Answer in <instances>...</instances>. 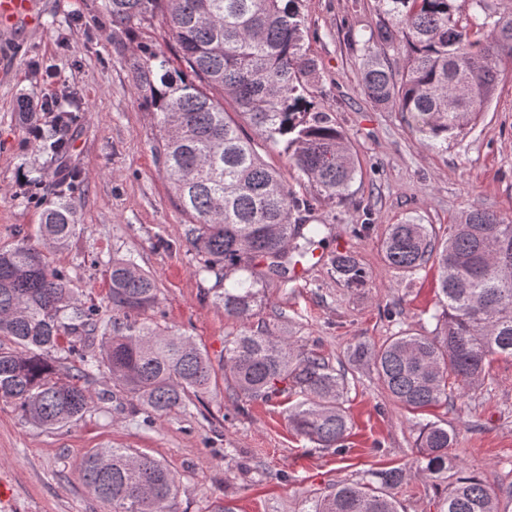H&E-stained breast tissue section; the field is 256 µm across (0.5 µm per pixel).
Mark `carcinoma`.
Here are the masks:
<instances>
[{"label":"carcinoma","instance_id":"1","mask_svg":"<svg viewBox=\"0 0 512 512\" xmlns=\"http://www.w3.org/2000/svg\"><path fill=\"white\" fill-rule=\"evenodd\" d=\"M457 0H379L385 19L351 43L366 61L362 89L376 106L408 114L430 142H446L475 120L494 95L495 58L512 53V12L498 18L489 0H469L465 26L454 18ZM296 0H104L115 45L159 17L174 36L182 68L141 46L131 70L159 128L157 155L182 210L194 219L186 243L200 256L197 273L232 281L216 294L224 317L243 322L224 336V383L251 400L269 401L288 384L302 399L288 414L300 436L320 448L345 451L350 420L342 407L344 376L293 337L244 319L264 304L270 279L288 281L295 266L315 258L324 243L321 224L300 223L311 200L297 196L284 173L258 148L283 145L289 163L316 189V200L347 195L357 168L336 121L314 104L316 63L303 52ZM406 49L401 76L386 48ZM233 99L237 117L224 108ZM74 118L41 134L36 146L62 172L41 217L39 237L65 246L77 224L72 184L80 172L70 155ZM255 136L247 135L243 125ZM388 265L415 272L432 263L438 273L440 335L403 330L381 346L359 343L350 357L371 367L393 402L420 410L477 388L494 356L512 360V222L482 207L437 238L415 220L393 224L384 240ZM331 271L348 288H362L365 270L347 253L331 258ZM110 322L78 303L66 277L43 251L24 239L0 251V401L26 423L54 429L78 420L92 401L87 383L106 368L152 422L210 391L216 371L190 337L152 328L138 314L158 301L151 275L129 259L112 260ZM79 362L60 374L52 352ZM454 430L437 422L421 427L418 448L425 471L447 469ZM87 491L108 512H176L178 486L162 462L128 448H97L81 463ZM403 480L398 468L369 470L359 481H340L310 501L306 512H400L389 493ZM443 512H512V484L492 490L460 477L448 489Z\"/></svg>","mask_w":512,"mask_h":512}]
</instances>
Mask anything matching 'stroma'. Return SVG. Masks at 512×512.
Masks as SVG:
<instances>
[{"instance_id": "stroma-1", "label": "stroma", "mask_w": 512, "mask_h": 512, "mask_svg": "<svg viewBox=\"0 0 512 512\" xmlns=\"http://www.w3.org/2000/svg\"><path fill=\"white\" fill-rule=\"evenodd\" d=\"M101 4L35 0L32 19L0 24V250L34 239L58 180L18 114L23 103L57 100L59 111L78 117L71 162L82 173L72 191L80 222L67 246L48 249L49 262L108 321L109 267L113 258L134 257L159 289L158 304L139 322L192 337L217 364L225 334L239 324L215 304V276L195 272L199 258L185 241L193 219L164 178L157 129L131 78L133 47L170 55L177 45L157 19L117 50ZM301 16L304 49L317 64L316 102L344 131L358 169L345 199L316 204L305 219L325 225L328 251L358 259L367 284L345 287L328 261L310 260L297 278L268 281L259 318L292 330L306 351L345 374L346 453L294 433L292 392L248 400L219 381L187 408L148 423L103 369L88 384L93 401L85 414L63 427H34L0 402V476L15 487L17 512H106L80 471L84 457L106 445L164 462L179 482L177 512H212L226 498L237 512H303L336 481L392 467L404 474L391 490L402 512H440L464 472L494 489L512 484V361L493 358L482 386L413 413L391 400L373 372L348 360L354 344L378 346L403 328L437 333L436 270L390 268L382 248L390 225L413 218L441 238L474 206L512 220V56L499 57L497 91L477 120L431 145L407 114L374 107L362 91L364 51L350 45L348 31L376 27L377 0H303ZM389 308L395 319L386 318ZM429 421L456 431L448 468L435 478L416 448ZM228 448L235 456L225 457Z\"/></svg>"}]
</instances>
